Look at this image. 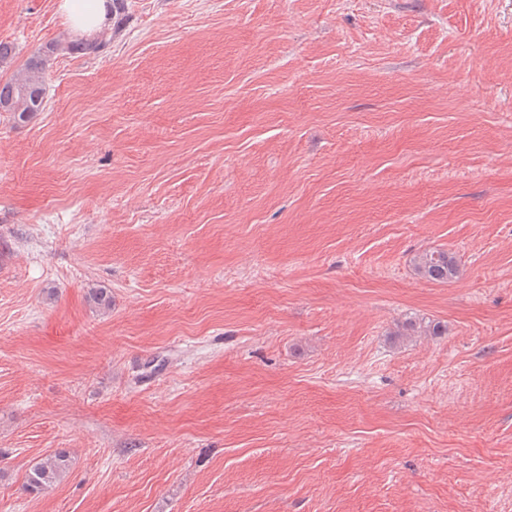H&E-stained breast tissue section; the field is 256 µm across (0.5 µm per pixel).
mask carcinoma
I'll list each match as a JSON object with an SVG mask.
<instances>
[{"label": "carcinoma", "instance_id": "cac0c4a2", "mask_svg": "<svg viewBox=\"0 0 512 512\" xmlns=\"http://www.w3.org/2000/svg\"><path fill=\"white\" fill-rule=\"evenodd\" d=\"M102 43L101 39L78 44L61 40L48 43L10 79L0 81V105L22 122L31 119L41 111L46 94V74L57 56L75 50L96 52ZM413 265L417 275L429 282L448 283L460 274L455 257L443 249L425 250L417 254ZM70 463V456L63 451L45 455L28 469L26 490L40 493L51 489L68 475Z\"/></svg>", "mask_w": 512, "mask_h": 512}]
</instances>
